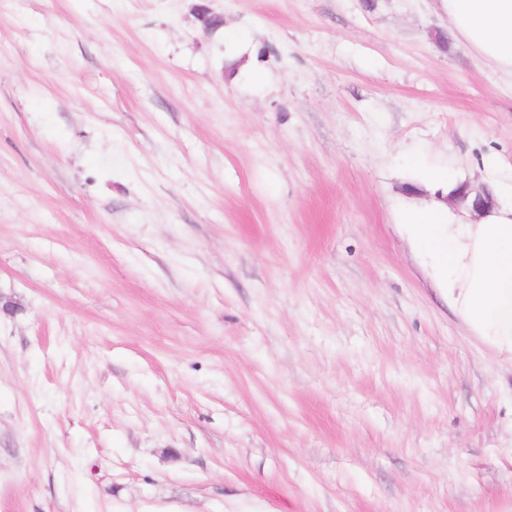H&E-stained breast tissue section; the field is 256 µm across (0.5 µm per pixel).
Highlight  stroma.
Listing matches in <instances>:
<instances>
[{
	"instance_id": "35a3bbf8",
	"label": "stroma",
	"mask_w": 512,
	"mask_h": 512,
	"mask_svg": "<svg viewBox=\"0 0 512 512\" xmlns=\"http://www.w3.org/2000/svg\"><path fill=\"white\" fill-rule=\"evenodd\" d=\"M491 158L439 0H0V512H512L406 225Z\"/></svg>"
}]
</instances>
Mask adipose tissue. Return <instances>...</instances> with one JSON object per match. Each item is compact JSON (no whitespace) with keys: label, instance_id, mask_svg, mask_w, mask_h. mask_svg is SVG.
Wrapping results in <instances>:
<instances>
[{"label":"adipose tissue","instance_id":"obj_1","mask_svg":"<svg viewBox=\"0 0 512 512\" xmlns=\"http://www.w3.org/2000/svg\"><path fill=\"white\" fill-rule=\"evenodd\" d=\"M460 43L512 77V0H441ZM438 274L448 304L483 343L512 357V201H498L473 222L444 208L407 217Z\"/></svg>","mask_w":512,"mask_h":512}]
</instances>
